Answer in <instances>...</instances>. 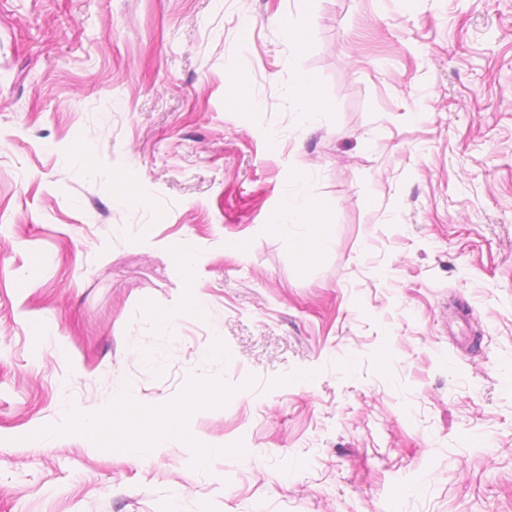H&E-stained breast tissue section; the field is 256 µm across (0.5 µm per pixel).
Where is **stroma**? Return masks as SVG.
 Returning a JSON list of instances; mask_svg holds the SVG:
<instances>
[{"instance_id": "1", "label": "stroma", "mask_w": 512, "mask_h": 512, "mask_svg": "<svg viewBox=\"0 0 512 512\" xmlns=\"http://www.w3.org/2000/svg\"><path fill=\"white\" fill-rule=\"evenodd\" d=\"M0 512H512V0H0ZM294 93L306 104L309 112H322L326 104L314 90L312 78L304 72H297L293 82ZM288 210L295 216V221L292 223L300 224L303 228L293 237V244L299 255L312 258L329 249L331 239L324 232L322 222L317 220L320 210L311 198H303L295 205L288 199ZM205 307V302L201 297L197 295H189L176 313L160 316L158 322L162 326L169 328L174 323L175 319L179 316H183L185 314L192 316L203 315ZM120 420L130 434H137L146 425L147 418L133 391L126 392L119 401ZM207 397L203 394H192L181 402L177 403L174 411L162 418L152 417L151 420L163 426V430L157 438V447H167L169 436H178L182 433V424L185 416L193 409L201 407L206 403Z\"/></svg>"}]
</instances>
